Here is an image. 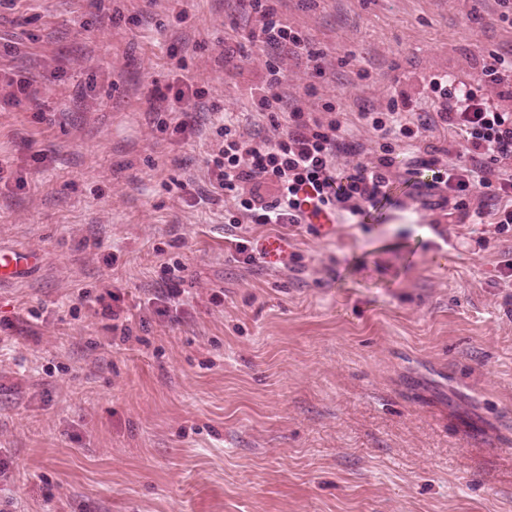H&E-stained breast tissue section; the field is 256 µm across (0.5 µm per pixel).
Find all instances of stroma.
Returning a JSON list of instances; mask_svg holds the SVG:
<instances>
[{
	"label": "stroma",
	"instance_id": "35a3bbf8",
	"mask_svg": "<svg viewBox=\"0 0 512 512\" xmlns=\"http://www.w3.org/2000/svg\"><path fill=\"white\" fill-rule=\"evenodd\" d=\"M268 3L322 54H272L285 108L335 101L367 161L361 109L426 114L433 76L512 53V0ZM258 23L241 0H0V68L39 88L0 108V245L40 255L0 286V512H512V226L449 223L402 157L394 204L328 232H231L181 198L214 113L278 134ZM183 75L193 136L152 98ZM236 237L277 260L235 261ZM176 261L173 321L151 300Z\"/></svg>",
	"mask_w": 512,
	"mask_h": 512
}]
</instances>
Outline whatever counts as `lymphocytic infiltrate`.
<instances>
[{"instance_id":"obj_1","label":"lymphocytic infiltrate","mask_w":512,"mask_h":512,"mask_svg":"<svg viewBox=\"0 0 512 512\" xmlns=\"http://www.w3.org/2000/svg\"><path fill=\"white\" fill-rule=\"evenodd\" d=\"M249 5L261 16L259 27L248 35L251 42L266 49L288 47L316 60L307 38L265 0H249ZM511 68L512 61L498 57L468 82L444 75L431 79V102L448 133L453 164L436 158V146L425 137L429 124L416 120L407 101L390 100L386 111L364 110L358 119L379 139L402 146L412 166L428 173L422 189L442 192L443 205L451 206L459 219L480 222L490 216L498 224H512V111L499 108L488 94L490 86L500 84L501 72ZM286 114L277 137L268 139L245 135L237 118L225 113L217 128L221 141L207 161L209 186L190 189L191 199L205 204L232 200L233 227L245 218L254 224H302L330 210L363 224L390 201L393 157L339 168V155L352 147L335 102H325L317 112L297 106ZM477 187L482 193L472 208L467 200Z\"/></svg>"}]
</instances>
